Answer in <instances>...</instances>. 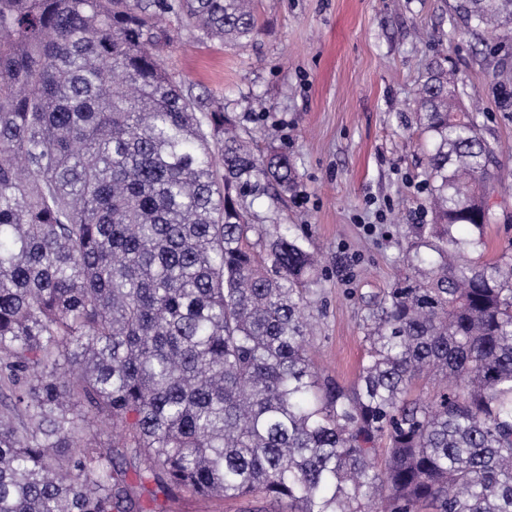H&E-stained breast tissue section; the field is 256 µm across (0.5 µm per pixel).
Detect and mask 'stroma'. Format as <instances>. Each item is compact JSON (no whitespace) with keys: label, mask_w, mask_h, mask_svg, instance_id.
Returning a JSON list of instances; mask_svg holds the SVG:
<instances>
[{"label":"stroma","mask_w":512,"mask_h":512,"mask_svg":"<svg viewBox=\"0 0 512 512\" xmlns=\"http://www.w3.org/2000/svg\"><path fill=\"white\" fill-rule=\"evenodd\" d=\"M259 31L241 49L176 37L165 54L185 94L223 103L260 152H287L296 187L278 206L256 199L259 224H298L320 258L323 313L314 331L318 364L352 383L365 353L357 296L395 282L406 229L433 218L431 141L420 129L415 92L425 68L448 58V75L481 126L503 188L484 231L493 257L512 242V34L464 33L448 0H254ZM144 512H252L253 502L180 492Z\"/></svg>","instance_id":"1"}]
</instances>
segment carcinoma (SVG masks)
Masks as SVG:
<instances>
[{"instance_id":"1","label":"carcinoma","mask_w":512,"mask_h":512,"mask_svg":"<svg viewBox=\"0 0 512 512\" xmlns=\"http://www.w3.org/2000/svg\"><path fill=\"white\" fill-rule=\"evenodd\" d=\"M450 9L512 30V0ZM165 14L257 34L253 0H0V512H143L131 472L264 512H512V245L485 258L495 160L448 69L416 99L435 223L360 297L346 385L313 362L312 247L247 200L293 189L288 156L183 94Z\"/></svg>"}]
</instances>
